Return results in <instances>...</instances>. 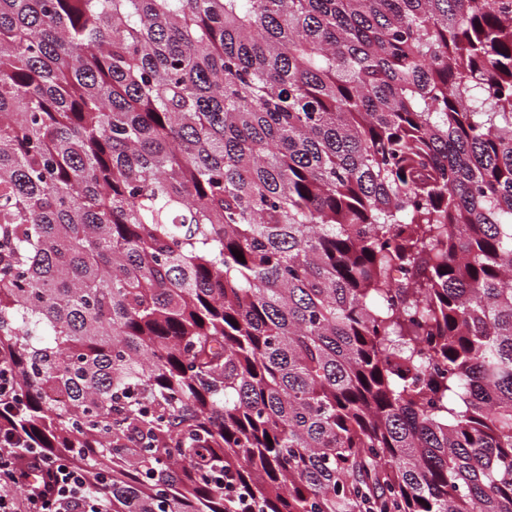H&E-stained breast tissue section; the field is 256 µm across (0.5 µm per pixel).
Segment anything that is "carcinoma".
I'll return each mask as SVG.
<instances>
[{
    "label": "carcinoma",
    "instance_id": "carcinoma-1",
    "mask_svg": "<svg viewBox=\"0 0 512 512\" xmlns=\"http://www.w3.org/2000/svg\"><path fill=\"white\" fill-rule=\"evenodd\" d=\"M0 366L108 512H512V0H0Z\"/></svg>",
    "mask_w": 512,
    "mask_h": 512
}]
</instances>
